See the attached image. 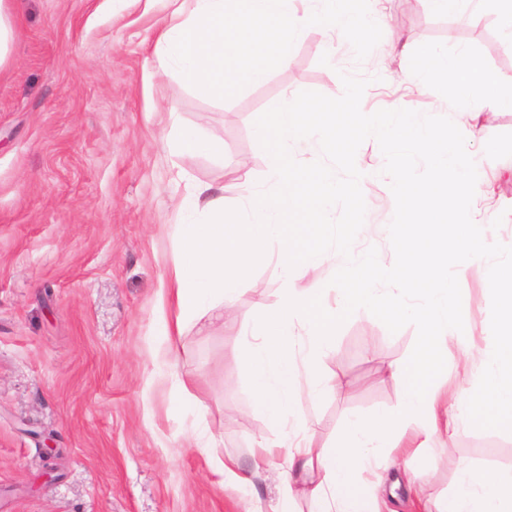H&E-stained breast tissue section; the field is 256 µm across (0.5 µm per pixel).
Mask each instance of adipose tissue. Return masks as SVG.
Returning <instances> with one entry per match:
<instances>
[{
	"label": "adipose tissue",
	"instance_id": "adipose-tissue-1",
	"mask_svg": "<svg viewBox=\"0 0 512 512\" xmlns=\"http://www.w3.org/2000/svg\"><path fill=\"white\" fill-rule=\"evenodd\" d=\"M171 22L160 34L156 52L157 71L174 73L192 90L223 98L225 91L243 83L258 84L268 75L265 58L237 63L242 36L248 22L259 18L276 21V53L279 65L289 62L288 50L309 24L326 32L353 36L370 28L371 21L358 0H303L302 13L290 11V0H169ZM446 82L453 112L470 114L486 98L512 105V81L489 78L485 69L469 60L467 51L448 56L439 50L434 64L416 83L418 94H426L434 82ZM303 110L293 101H282L271 118L260 127L258 142L267 155L271 190L252 183L249 173L239 177L241 207L228 215L221 191L199 187L182 200L184 219L180 225L181 259L169 279L168 294L176 309L165 320V335H180L191 319L220 317L233 305L243 285L241 267L246 263L275 261L282 277L280 303L276 311L262 316L248 329L243 352L256 410L282 430L288 444L289 471L282 474L283 496L270 508L254 505L247 512H287V501L309 500L311 512H379L368 498L361 475L395 464L393 438L419 437L416 454L434 458V436L438 430L439 397L413 362L389 365L390 378L404 387L399 408L378 412L371 421L356 418L346 423L342 439L331 446L315 447L306 425L296 413L301 395L318 398L335 391L319 366L334 344L333 326L352 303L394 307L404 316L420 320L430 339L425 347L428 363L448 353V339L460 324V305L448 280V270L463 262L464 245L449 248L446 227H432L433 217L451 213L466 217L472 202L483 193L484 179L479 162L459 156L448 136L404 112L359 114L358 135H373L384 143H399L403 127L414 128L409 143L418 154L430 155L433 177L418 182L402 172L387 183L397 207L389 215L394 224H406L408 243L396 260L407 273L406 283L388 292L377 288L352 294L337 291L335 307L318 304L310 290L298 288L300 268L292 247L294 230L289 208L300 193L291 169L300 138L321 142L336 135V114L322 109L320 120L304 124ZM315 203L324 220H331L336 201L343 196L363 195L364 185L345 183L336 176L335 164L322 165L313 177ZM204 208L206 217L191 220V213ZM277 241V254L265 246ZM422 286L419 299H412V286ZM495 354L477 369L482 382L458 390L453 407L456 421L478 425L494 420L512 425V306L492 338ZM442 512H512V470L475 471L466 462L457 466L454 491Z\"/></svg>",
	"mask_w": 512,
	"mask_h": 512
}]
</instances>
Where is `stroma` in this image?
I'll return each mask as SVG.
<instances>
[{"label": "stroma", "mask_w": 512, "mask_h": 512, "mask_svg": "<svg viewBox=\"0 0 512 512\" xmlns=\"http://www.w3.org/2000/svg\"><path fill=\"white\" fill-rule=\"evenodd\" d=\"M362 7L371 29L335 53L325 51L326 32L311 26L288 66L217 100L153 68L168 0H18L13 58L0 71V512H244L249 501L280 498L288 456L251 453L255 441L277 444L281 433L252 407L240 337L201 319L170 341L160 315L180 257L178 203L192 184L207 183L223 188L231 212L238 168L266 182L255 131L285 92L338 111L407 112L455 131L457 152L480 157L490 193L468 230L483 246L448 274L464 326L427 375L444 397L473 384L501 319L486 301L489 269L512 267V109L486 102L459 119L444 87L416 92L414 60L428 46L464 49L507 80L512 41L492 14L471 24L423 2L399 14L374 0ZM353 85L361 90L355 102ZM176 124L203 129L223 156L173 150ZM350 152L351 165L336 175L364 181V219L353 221L345 199L334 226L321 224L305 199L307 232L295 240L303 255L330 248L328 263L303 266L298 280L329 307L331 268L362 251L377 259L375 287L401 276L399 240L385 230L391 203L382 175L405 165L430 179L426 157L373 138L353 139ZM243 276L240 326L274 312L281 286L272 263ZM424 341L420 321L380 308L356 305L337 318L335 350L321 369L342 389L298 406L314 444L333 443L347 415L395 408L402 388L385 369L416 357ZM437 445L443 453L428 464L413 457V439L399 442L400 464L385 474L401 483L392 512L443 501L459 461L512 469V429L497 424L450 425ZM212 453L238 458L246 489L217 484Z\"/></svg>", "instance_id": "stroma-1"}]
</instances>
